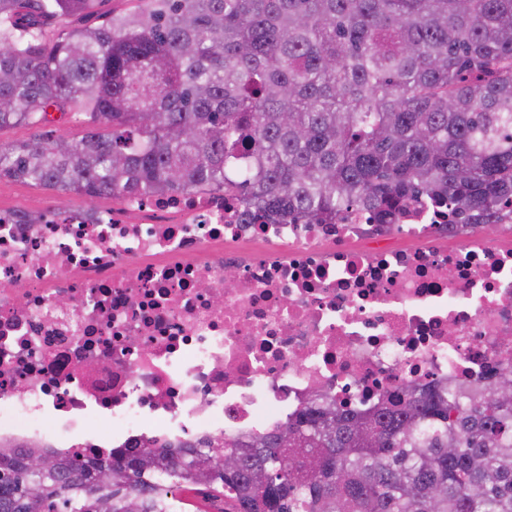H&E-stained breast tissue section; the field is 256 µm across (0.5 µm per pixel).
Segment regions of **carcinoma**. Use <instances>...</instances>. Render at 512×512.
Here are the masks:
<instances>
[{
	"label": "carcinoma",
	"mask_w": 512,
	"mask_h": 512,
	"mask_svg": "<svg viewBox=\"0 0 512 512\" xmlns=\"http://www.w3.org/2000/svg\"><path fill=\"white\" fill-rule=\"evenodd\" d=\"M96 0H0V129L77 111L76 141L0 144V178L91 202L234 188L246 224H391L420 196L461 224L512 198V0H138L45 40ZM512 369L364 413L313 401L282 428L169 458L0 455V512H512ZM295 436L283 444V431ZM126 472L105 486L103 468ZM185 498V512H218L225 508L224 502L220 500H205L201 494L193 490L178 491Z\"/></svg>",
	"instance_id": "1"
}]
</instances>
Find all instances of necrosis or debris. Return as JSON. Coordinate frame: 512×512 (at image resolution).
<instances>
[{"mask_svg":"<svg viewBox=\"0 0 512 512\" xmlns=\"http://www.w3.org/2000/svg\"><path fill=\"white\" fill-rule=\"evenodd\" d=\"M241 209L231 189L0 209V447L246 441L319 393L364 412L512 367L511 203L494 231L427 198L393 224Z\"/></svg>","mask_w":512,"mask_h":512,"instance_id":"obj_1","label":"necrosis or debris"}]
</instances>
